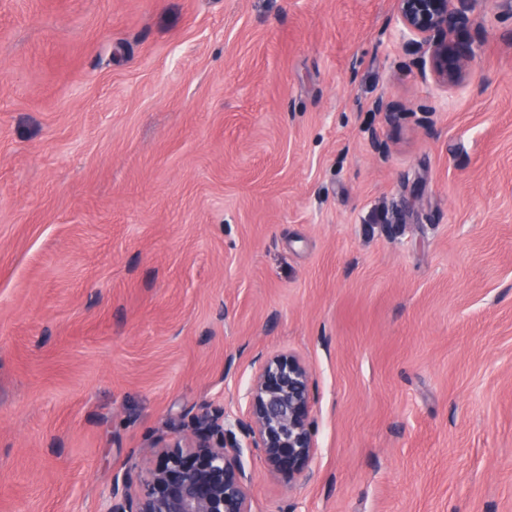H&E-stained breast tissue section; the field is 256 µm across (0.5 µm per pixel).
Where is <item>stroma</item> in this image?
<instances>
[{"instance_id":"1","label":"stroma","mask_w":512,"mask_h":512,"mask_svg":"<svg viewBox=\"0 0 512 512\" xmlns=\"http://www.w3.org/2000/svg\"><path fill=\"white\" fill-rule=\"evenodd\" d=\"M478 9L441 87L394 0H0V512H107L281 352L317 452L244 449L252 512H512V14Z\"/></svg>"}]
</instances>
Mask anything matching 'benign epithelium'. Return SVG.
<instances>
[{"mask_svg":"<svg viewBox=\"0 0 512 512\" xmlns=\"http://www.w3.org/2000/svg\"><path fill=\"white\" fill-rule=\"evenodd\" d=\"M395 2L401 33L416 46L433 82L448 87L465 81L476 61L469 31L483 27L472 17L479 0ZM258 361L246 392L247 419L239 429L267 467L291 482L317 450L311 374L289 353L260 355ZM150 453L148 469H129L113 479L108 512H252V476L241 447L225 444L224 412H202L191 437H161Z\"/></svg>","mask_w":512,"mask_h":512,"instance_id":"7a95c632","label":"benign epithelium"}]
</instances>
